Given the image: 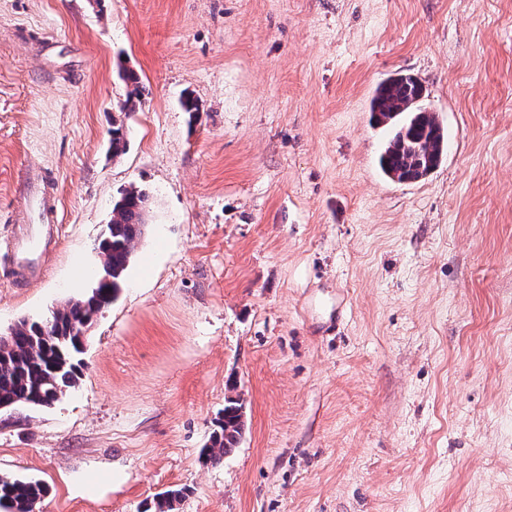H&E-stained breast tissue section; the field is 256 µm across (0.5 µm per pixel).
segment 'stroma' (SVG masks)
I'll return each instance as SVG.
<instances>
[{
    "label": "stroma",
    "instance_id": "1",
    "mask_svg": "<svg viewBox=\"0 0 512 512\" xmlns=\"http://www.w3.org/2000/svg\"><path fill=\"white\" fill-rule=\"evenodd\" d=\"M398 73L448 133L415 183L370 113ZM32 165L56 210L27 280ZM133 184L148 225L79 381L0 412L36 512H512V0H0L1 330L90 288ZM118 75L126 84L127 92L124 100L118 102L117 109L119 112L127 115L129 112H134L138 103L141 102L142 86L140 85L139 77L123 65L118 66ZM34 226L35 224H28L15 244L16 262L29 273H34L39 269L41 251V239ZM242 403L240 397L226 399L224 414L216 421L208 443L203 449L207 462L220 464L224 456L237 448L243 434Z\"/></svg>",
    "mask_w": 512,
    "mask_h": 512
}]
</instances>
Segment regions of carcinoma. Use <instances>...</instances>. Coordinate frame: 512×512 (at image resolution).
I'll return each mask as SVG.
<instances>
[{
    "instance_id": "cac0c4a2",
    "label": "carcinoma",
    "mask_w": 512,
    "mask_h": 512,
    "mask_svg": "<svg viewBox=\"0 0 512 512\" xmlns=\"http://www.w3.org/2000/svg\"><path fill=\"white\" fill-rule=\"evenodd\" d=\"M118 75L127 92L117 109L127 114L140 103L142 86L139 77L121 64ZM424 95L422 84L408 74L386 80L374 92L371 112L378 123L389 128L380 168L392 180L416 182L425 178L438 167L448 149L442 125L421 104ZM126 146V126L113 123L112 156L122 155ZM148 211L149 195L145 190L135 185L124 189L104 233L94 244L99 267L110 273V279H94L84 298L64 302L44 319H21L11 332L0 335V407H46L75 387L82 370L79 355L83 353V328L117 298L144 235ZM243 427L240 399L226 400L224 414L216 421L203 449L207 462L221 463L240 443ZM45 494L44 486L37 481L0 475V512H34ZM182 498V490L170 489L154 501V512H174Z\"/></svg>"
}]
</instances>
